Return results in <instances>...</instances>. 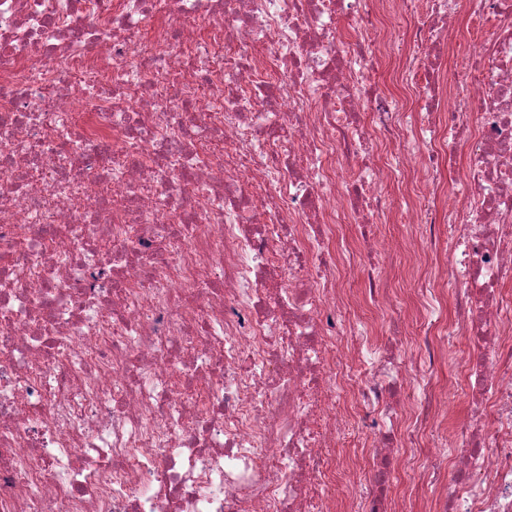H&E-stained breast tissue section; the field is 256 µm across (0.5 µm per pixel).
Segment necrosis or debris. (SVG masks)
Segmentation results:
<instances>
[{
    "mask_svg": "<svg viewBox=\"0 0 512 512\" xmlns=\"http://www.w3.org/2000/svg\"><path fill=\"white\" fill-rule=\"evenodd\" d=\"M468 11L496 26L451 92L423 58ZM350 213L412 227L373 241L421 340L379 362L342 312L399 293L350 289ZM391 470L409 488L349 494ZM418 483L419 512H512V0H0V512H410ZM393 278L397 282V287L405 291L407 288H411V285L405 277L404 264L400 257H395L385 267L373 265L372 263H366L364 272L360 282H367L368 280H374L376 282H382L386 279ZM465 348L466 342L463 338L458 336H448L446 354L438 374L439 379L442 382H444V379L447 378V387L448 380L452 381L455 386L462 380V369L459 363V355Z\"/></svg>",
    "mask_w": 512,
    "mask_h": 512,
    "instance_id": "1",
    "label": "necrosis or debris"
}]
</instances>
